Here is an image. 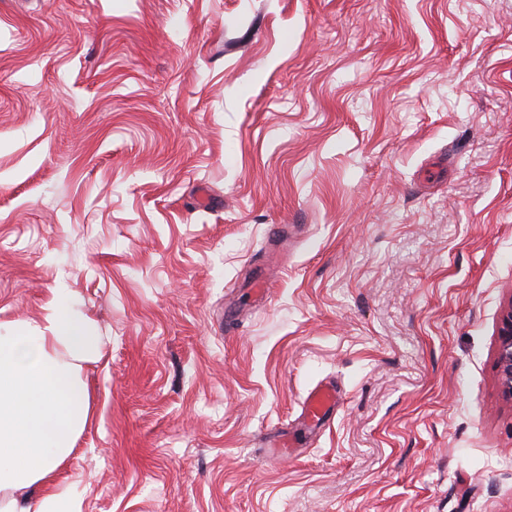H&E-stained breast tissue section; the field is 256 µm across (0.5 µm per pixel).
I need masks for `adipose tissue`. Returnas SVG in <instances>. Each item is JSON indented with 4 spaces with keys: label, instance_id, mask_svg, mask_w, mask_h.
Returning <instances> with one entry per match:
<instances>
[{
    "label": "adipose tissue",
    "instance_id": "ef3b65f1",
    "mask_svg": "<svg viewBox=\"0 0 512 512\" xmlns=\"http://www.w3.org/2000/svg\"><path fill=\"white\" fill-rule=\"evenodd\" d=\"M99 338L70 307L40 324H0V512H79L57 480L87 406L81 365Z\"/></svg>",
    "mask_w": 512,
    "mask_h": 512
}]
</instances>
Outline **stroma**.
I'll return each instance as SVG.
<instances>
[{
    "label": "stroma",
    "instance_id": "1",
    "mask_svg": "<svg viewBox=\"0 0 512 512\" xmlns=\"http://www.w3.org/2000/svg\"><path fill=\"white\" fill-rule=\"evenodd\" d=\"M57 288L81 512H512V0H0V322ZM495 368L501 398L512 404V300L502 311L496 329ZM338 406L336 388L331 384L316 386L305 400V410L315 426L325 425L334 415Z\"/></svg>",
    "mask_w": 512,
    "mask_h": 512
}]
</instances>
